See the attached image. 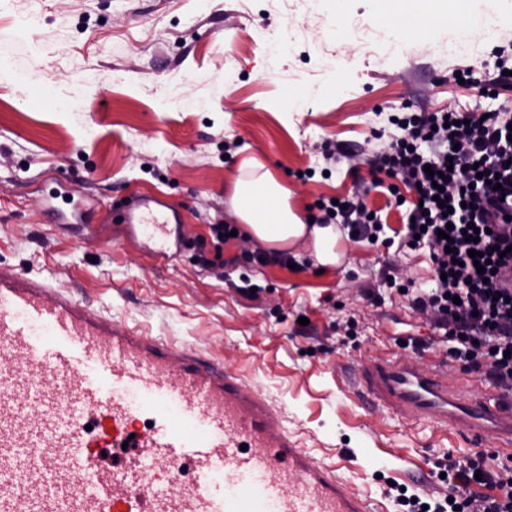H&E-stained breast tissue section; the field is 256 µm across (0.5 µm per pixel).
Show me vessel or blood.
I'll use <instances>...</instances> for the list:
<instances>
[{
	"label": "vessel or blood",
	"mask_w": 512,
	"mask_h": 512,
	"mask_svg": "<svg viewBox=\"0 0 512 512\" xmlns=\"http://www.w3.org/2000/svg\"><path fill=\"white\" fill-rule=\"evenodd\" d=\"M154 198L122 221L158 261L182 244ZM430 430L512 455V392L429 372L407 353L354 382ZM124 448L105 466L98 449ZM194 477L179 493L182 463ZM0 512H379L302 448L279 407L198 349L117 326L68 292L0 267Z\"/></svg>",
	"instance_id": "obj_1"
}]
</instances>
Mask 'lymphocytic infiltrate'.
<instances>
[{
    "label": "lymphocytic infiltrate",
    "mask_w": 512,
    "mask_h": 512,
    "mask_svg": "<svg viewBox=\"0 0 512 512\" xmlns=\"http://www.w3.org/2000/svg\"><path fill=\"white\" fill-rule=\"evenodd\" d=\"M399 137L378 153L373 186L393 194L389 180L401 178L416 192L417 206L400 233L408 249L427 247L432 284L403 292L411 308L435 314V336L428 346H445L451 360L469 369L489 364L488 379L512 389V288H501L497 272L512 263V112L488 116L458 110L426 115L405 112L397 118ZM500 189H493L492 180ZM322 224L349 228L370 239L384 230L381 213H370L362 199L321 203ZM478 239L466 241L465 229ZM448 238H441V231ZM490 259L493 273H478L473 253ZM450 489L446 498L421 504L404 499L400 512H512V464L495 454L438 462Z\"/></svg>",
    "instance_id": "f902f5d3"
}]
</instances>
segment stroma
<instances>
[{
  "instance_id": "stroma-1",
  "label": "stroma",
  "mask_w": 512,
  "mask_h": 512,
  "mask_svg": "<svg viewBox=\"0 0 512 512\" xmlns=\"http://www.w3.org/2000/svg\"><path fill=\"white\" fill-rule=\"evenodd\" d=\"M379 0H43L34 39L19 32L31 0H0V265L46 278L113 323L189 344L232 366L283 409L289 431L313 456L333 464L351 489L397 506L388 481L446 494L436 477L443 455L472 453L454 434L432 431L370 405L351 381L371 358L429 336L430 312L399 295L375 293L387 272L428 283L424 249L350 241L339 265L317 270L247 263L261 244L236 238L210 271L196 263L195 241L228 223V197L252 158L292 193L300 216L320 200L364 195L381 211L384 234L403 228L404 209L373 190L371 161L397 130L387 113L482 110V88L456 83L466 67L495 76L496 51L512 56V13L499 0H467L449 14L392 23L400 52L365 54L352 33L360 17L372 38ZM494 29L484 42L482 27ZM287 35L278 63L269 45ZM61 102L65 111H54ZM350 145L328 163L326 144ZM138 193L177 214L186 248L178 262L156 263L131 238L116 209ZM80 201L94 236L51 222L47 205ZM252 285L244 292L242 282ZM307 325H300L298 316Z\"/></svg>"
}]
</instances>
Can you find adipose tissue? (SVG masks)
Returning <instances> with one entry per match:
<instances>
[{
  "label": "adipose tissue",
  "mask_w": 512,
  "mask_h": 512,
  "mask_svg": "<svg viewBox=\"0 0 512 512\" xmlns=\"http://www.w3.org/2000/svg\"><path fill=\"white\" fill-rule=\"evenodd\" d=\"M290 192L271 172L251 179L236 178L231 186V213L242 233L268 250L283 253L308 243L315 264L336 265L344 231L335 224H310L289 203Z\"/></svg>",
  "instance_id": "obj_1"
}]
</instances>
